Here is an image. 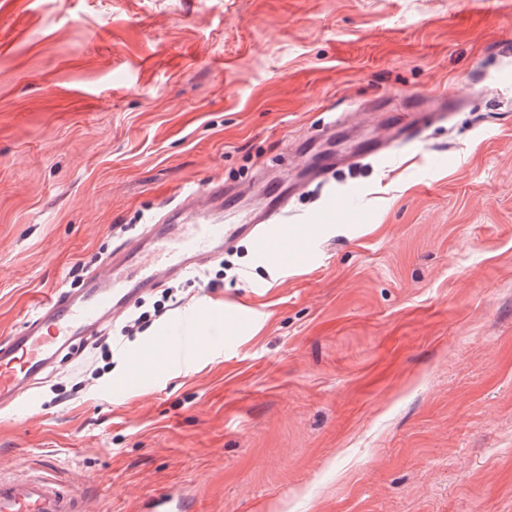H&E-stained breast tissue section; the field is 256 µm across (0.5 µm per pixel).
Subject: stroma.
Here are the masks:
<instances>
[{
  "label": "stroma",
  "mask_w": 512,
  "mask_h": 512,
  "mask_svg": "<svg viewBox=\"0 0 512 512\" xmlns=\"http://www.w3.org/2000/svg\"><path fill=\"white\" fill-rule=\"evenodd\" d=\"M512 0H0V339L80 287L187 188L243 204L318 153L364 147L419 94L483 80L427 147L343 176L360 200L293 252L244 239L209 263L230 337L188 369L138 357L202 288L91 376L90 342L0 412V462L93 512H512ZM450 152L452 166L430 167ZM314 258H306V249ZM132 380L118 401L105 393ZM112 476L111 488L98 481Z\"/></svg>",
  "instance_id": "stroma-1"
}]
</instances>
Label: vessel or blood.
Here are the masks:
<instances>
[{
  "label": "vessel or blood",
  "instance_id": "obj_1",
  "mask_svg": "<svg viewBox=\"0 0 512 512\" xmlns=\"http://www.w3.org/2000/svg\"><path fill=\"white\" fill-rule=\"evenodd\" d=\"M430 112L395 115L365 149L342 159L328 158L313 168L306 182L276 183L261 207L240 212L236 192L210 179L190 188L167 206L155 224L124 242L99 268L88 273L81 288L54 290L40 303L22 330L0 340V408L31 400L44 375L63 355H73L103 334L113 319L143 294L161 287L167 274L191 272L223 255L225 247L244 236L260 243L259 260L273 245L288 247L299 230L288 221V204L307 184H325L340 170H353L366 157L385 162L425 143L431 126L450 120L465 103L456 92L435 96ZM224 314V303L203 293L197 304L174 323L161 350L169 365L184 368L200 354L215 352L220 340L206 336L207 319ZM0 512H91L88 504L45 474L8 472L0 468Z\"/></svg>",
  "mask_w": 512,
  "mask_h": 512
}]
</instances>
